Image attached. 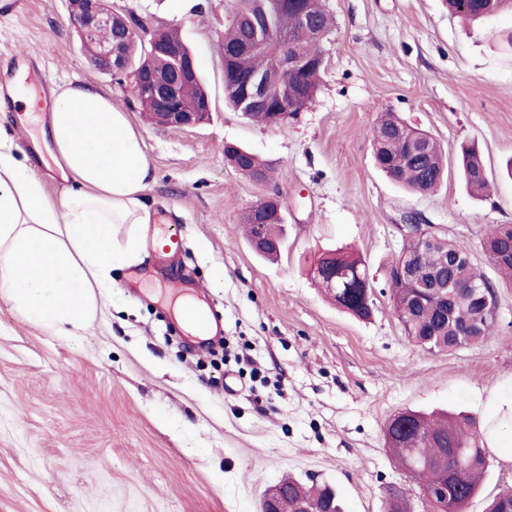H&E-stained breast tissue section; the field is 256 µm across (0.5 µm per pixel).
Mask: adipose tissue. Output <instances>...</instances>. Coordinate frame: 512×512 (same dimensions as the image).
<instances>
[{
  "label": "adipose tissue",
  "instance_id": "ef3b65f1",
  "mask_svg": "<svg viewBox=\"0 0 512 512\" xmlns=\"http://www.w3.org/2000/svg\"><path fill=\"white\" fill-rule=\"evenodd\" d=\"M45 174L0 133V300L28 322L74 336L96 314L95 291L111 289L118 265L140 263L142 240L114 249L120 225L154 223L153 181L142 134L112 97L92 84L58 86L39 119ZM61 174L59 195L47 178Z\"/></svg>",
  "mask_w": 512,
  "mask_h": 512
}]
</instances>
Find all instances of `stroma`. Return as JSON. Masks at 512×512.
Segmentation results:
<instances>
[{"label": "stroma", "mask_w": 512, "mask_h": 512, "mask_svg": "<svg viewBox=\"0 0 512 512\" xmlns=\"http://www.w3.org/2000/svg\"><path fill=\"white\" fill-rule=\"evenodd\" d=\"M113 10L179 30L209 91V120L152 125L127 87L95 69L69 0H0V75L31 55L25 84L92 82L144 138L154 168L152 209L165 210L182 252L143 267L158 288H199L223 323V362L175 334L174 319L117 271L123 300L97 289V314L57 336L0 301V512H260L287 476L335 487L344 512H387L399 491L412 512L422 492L394 460L385 427L404 410H448L491 422L492 395L512 393V284L481 247L490 224H512V15L467 27L444 0H324L336 27L313 104L279 128L224 102L219 45L231 0H109ZM428 132L447 159L442 183L412 193L372 155L381 113ZM235 143L269 163L270 186L224 159ZM479 150L490 180L468 192L461 144ZM275 187L287 245L269 261L249 246L243 213ZM463 242L496 287L500 321L483 342L428 350L406 335L387 268L402 224ZM349 247L367 264L372 315L360 320L319 288L311 267ZM512 486V457L492 452L466 512H485Z\"/></svg>", "instance_id": "obj_1"}]
</instances>
